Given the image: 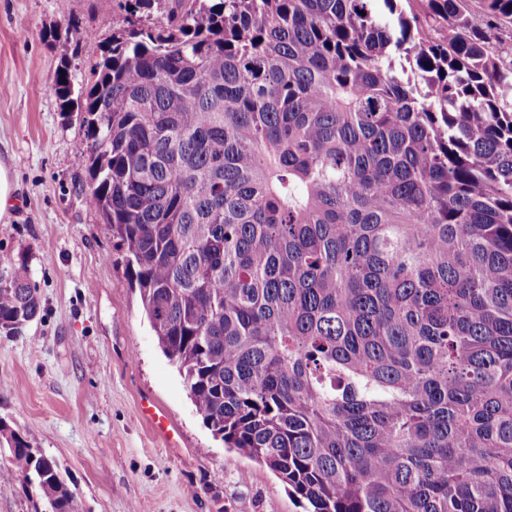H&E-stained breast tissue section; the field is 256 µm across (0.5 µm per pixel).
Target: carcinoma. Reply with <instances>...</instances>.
Listing matches in <instances>:
<instances>
[{"mask_svg":"<svg viewBox=\"0 0 512 512\" xmlns=\"http://www.w3.org/2000/svg\"><path fill=\"white\" fill-rule=\"evenodd\" d=\"M413 1L169 0L54 81L197 412L306 512H512V0ZM40 311L0 280V333Z\"/></svg>","mask_w":512,"mask_h":512,"instance_id":"cac0c4a2","label":"carcinoma"}]
</instances>
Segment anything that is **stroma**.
Returning <instances> with one entry per match:
<instances>
[{
	"mask_svg": "<svg viewBox=\"0 0 512 512\" xmlns=\"http://www.w3.org/2000/svg\"><path fill=\"white\" fill-rule=\"evenodd\" d=\"M122 3L0 0V163L15 186L0 278L25 266L42 300L22 334L0 335V425L55 460L84 512H304L270 470L213 438L85 202L86 129L54 78L65 67L74 87L92 83ZM41 508L40 488L0 456V512Z\"/></svg>",
	"mask_w": 512,
	"mask_h": 512,
	"instance_id": "1",
	"label": "stroma"
}]
</instances>
